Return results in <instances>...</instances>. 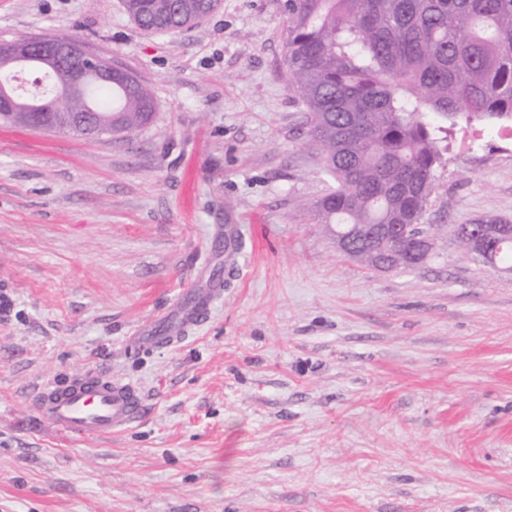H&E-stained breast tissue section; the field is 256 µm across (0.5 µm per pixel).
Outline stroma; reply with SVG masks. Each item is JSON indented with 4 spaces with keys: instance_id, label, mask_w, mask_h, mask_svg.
Returning a JSON list of instances; mask_svg holds the SVG:
<instances>
[{
    "instance_id": "stroma-1",
    "label": "stroma",
    "mask_w": 512,
    "mask_h": 512,
    "mask_svg": "<svg viewBox=\"0 0 512 512\" xmlns=\"http://www.w3.org/2000/svg\"><path fill=\"white\" fill-rule=\"evenodd\" d=\"M287 26L284 0L169 33L124 0H0V43L76 35L155 101L99 138L0 123V512H512V271L450 233L415 271L337 250ZM434 177L423 223H512V141L456 138ZM216 286L181 343L136 340ZM98 362L144 417L60 435L33 389Z\"/></svg>"
}]
</instances>
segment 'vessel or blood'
<instances>
[{"instance_id":"1","label":"vessel or blood","mask_w":512,"mask_h":512,"mask_svg":"<svg viewBox=\"0 0 512 512\" xmlns=\"http://www.w3.org/2000/svg\"><path fill=\"white\" fill-rule=\"evenodd\" d=\"M221 296L211 288L191 296V303L169 316L153 341L173 345L200 321L202 314ZM34 410L64 434L82 438H106L128 428L145 414V403L138 388L112 378L101 368H90L68 381L37 387L32 398Z\"/></svg>"}]
</instances>
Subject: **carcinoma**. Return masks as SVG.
I'll list each match as a JSON object with an SVG mask.
<instances>
[{"mask_svg": "<svg viewBox=\"0 0 512 512\" xmlns=\"http://www.w3.org/2000/svg\"><path fill=\"white\" fill-rule=\"evenodd\" d=\"M217 0H125L143 28L175 31ZM288 86L304 102L308 146L335 186L314 205L343 254L381 272L409 266L434 169L455 130L512 120V0H286ZM119 116L146 123L149 89L101 85ZM491 264L512 268V224L491 219Z\"/></svg>", "mask_w": 512, "mask_h": 512, "instance_id": "1", "label": "carcinoma"}]
</instances>
